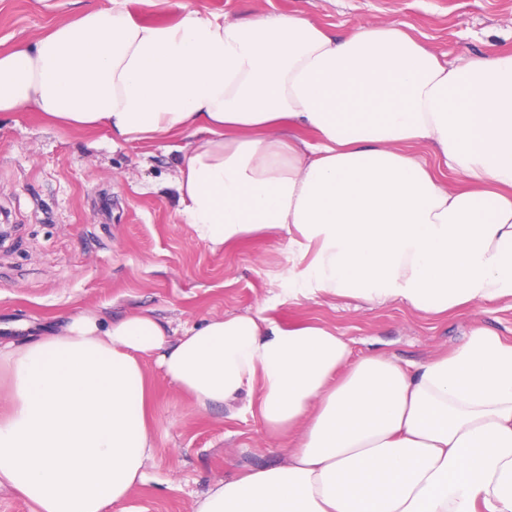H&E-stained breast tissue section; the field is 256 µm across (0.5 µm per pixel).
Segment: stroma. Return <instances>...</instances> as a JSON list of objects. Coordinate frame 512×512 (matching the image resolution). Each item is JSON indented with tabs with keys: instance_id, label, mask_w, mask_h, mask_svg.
Masks as SVG:
<instances>
[{
	"instance_id": "obj_1",
	"label": "stroma",
	"mask_w": 512,
	"mask_h": 512,
	"mask_svg": "<svg viewBox=\"0 0 512 512\" xmlns=\"http://www.w3.org/2000/svg\"><path fill=\"white\" fill-rule=\"evenodd\" d=\"M228 20L302 12L333 33L403 21L442 61L512 53V0H185ZM83 0H0V52L72 19ZM180 139L112 144L107 131H64L33 110L0 113V341L42 332L77 310L104 321L145 311L172 335L214 314L264 309L282 325L320 321L354 354L419 364L483 327L512 342V306L441 319L389 303L293 299L278 280L285 235L223 249L177 216ZM155 450L127 512H194L217 481L283 463L245 405L202 410L147 362Z\"/></svg>"
}]
</instances>
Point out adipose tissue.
Listing matches in <instances>:
<instances>
[{
  "label": "adipose tissue",
  "instance_id": "ef3b65f1",
  "mask_svg": "<svg viewBox=\"0 0 512 512\" xmlns=\"http://www.w3.org/2000/svg\"><path fill=\"white\" fill-rule=\"evenodd\" d=\"M125 0L0 53V112L113 141L186 137L180 220L219 247L286 234L292 298L445 317L512 303V54L447 66L400 21L343 36L293 13L227 21ZM197 407L248 408L286 458L196 512H512V342L474 328L423 364L354 355L262 311L178 337L149 313L70 314L0 343V487L107 512L153 454L146 359ZM152 5L140 4L136 1H129L126 3L127 8L137 13L142 18L157 22V23H171L176 21L178 17V10L172 5L173 2L179 0H153Z\"/></svg>",
  "mask_w": 512,
  "mask_h": 512
}]
</instances>
